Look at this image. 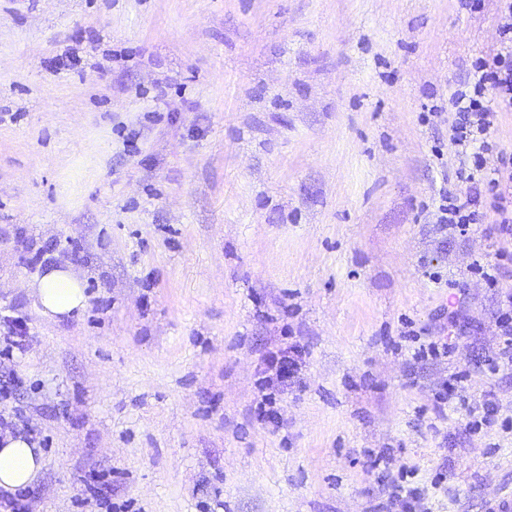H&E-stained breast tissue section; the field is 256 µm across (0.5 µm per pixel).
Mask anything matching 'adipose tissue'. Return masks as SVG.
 I'll use <instances>...</instances> for the list:
<instances>
[{
	"label": "adipose tissue",
	"mask_w": 512,
	"mask_h": 512,
	"mask_svg": "<svg viewBox=\"0 0 512 512\" xmlns=\"http://www.w3.org/2000/svg\"><path fill=\"white\" fill-rule=\"evenodd\" d=\"M36 311L60 321L80 315L88 305L81 272L64 262L46 266L26 283ZM44 466V453L32 436L19 430H0V491L13 493L35 483Z\"/></svg>",
	"instance_id": "1"
}]
</instances>
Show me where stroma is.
<instances>
[{
    "instance_id": "stroma-1",
    "label": "stroma",
    "mask_w": 512,
    "mask_h": 512,
    "mask_svg": "<svg viewBox=\"0 0 512 512\" xmlns=\"http://www.w3.org/2000/svg\"><path fill=\"white\" fill-rule=\"evenodd\" d=\"M498 24L497 0H0V317L28 328L0 411L44 451L28 512L512 497V370L486 365L512 241L436 221L470 191L448 93ZM37 250L84 273L80 317L34 309ZM291 353V355H290ZM302 355L297 346H289L272 353L268 360V367L280 382L291 377L298 369L296 358Z\"/></svg>"
}]
</instances>
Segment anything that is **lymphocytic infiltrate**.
<instances>
[{"instance_id":"lymphocytic-infiltrate-1","label":"lymphocytic infiltrate","mask_w":512,"mask_h":512,"mask_svg":"<svg viewBox=\"0 0 512 512\" xmlns=\"http://www.w3.org/2000/svg\"><path fill=\"white\" fill-rule=\"evenodd\" d=\"M500 3L503 22L498 49L489 57L476 58L471 80L448 98L455 114L449 141L452 146L471 150L473 170L465 179L475 182L477 197L489 200L501 236L512 238V154L495 150L491 140L498 113L512 112V0H500ZM491 154L495 155L497 165L493 176L487 177L483 171ZM476 199L444 196L438 223L452 225L460 235H467L472 225L485 220Z\"/></svg>"}]
</instances>
